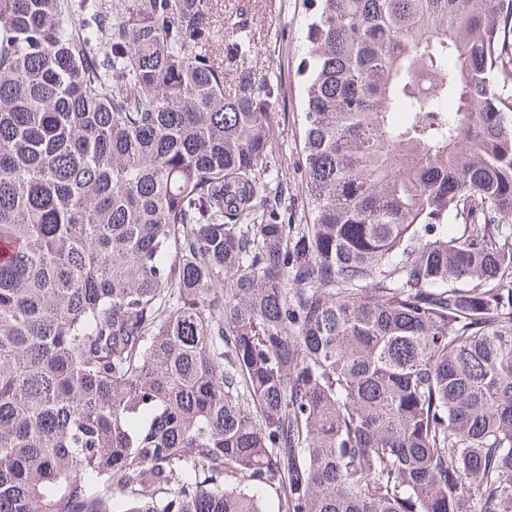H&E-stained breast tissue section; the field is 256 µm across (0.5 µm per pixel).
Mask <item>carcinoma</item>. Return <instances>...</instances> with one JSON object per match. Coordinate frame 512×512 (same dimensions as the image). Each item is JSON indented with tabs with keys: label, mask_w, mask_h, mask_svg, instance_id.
<instances>
[{
	"label": "carcinoma",
	"mask_w": 512,
	"mask_h": 512,
	"mask_svg": "<svg viewBox=\"0 0 512 512\" xmlns=\"http://www.w3.org/2000/svg\"><path fill=\"white\" fill-rule=\"evenodd\" d=\"M310 8L291 224L240 14L0 0V512H512V0Z\"/></svg>",
	"instance_id": "1"
}]
</instances>
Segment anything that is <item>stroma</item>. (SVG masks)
Instances as JSON below:
<instances>
[{"label": "stroma", "mask_w": 512, "mask_h": 512, "mask_svg": "<svg viewBox=\"0 0 512 512\" xmlns=\"http://www.w3.org/2000/svg\"><path fill=\"white\" fill-rule=\"evenodd\" d=\"M247 25L257 45L249 65L256 76L279 81L282 107L274 124L275 154L287 169L289 192L300 197L296 168L302 142L301 80L297 66L304 54V36L309 18L305 0H249Z\"/></svg>", "instance_id": "stroma-1"}]
</instances>
